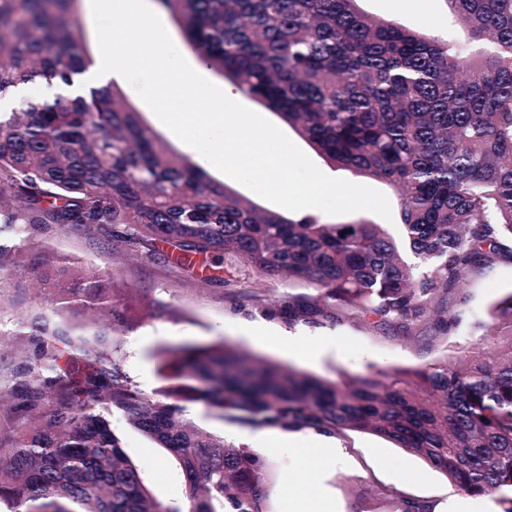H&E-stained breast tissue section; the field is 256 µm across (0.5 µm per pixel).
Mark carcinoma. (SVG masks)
<instances>
[{
	"label": "carcinoma",
	"mask_w": 512,
	"mask_h": 512,
	"mask_svg": "<svg viewBox=\"0 0 512 512\" xmlns=\"http://www.w3.org/2000/svg\"><path fill=\"white\" fill-rule=\"evenodd\" d=\"M74 0H0V270L27 241L46 311L24 316L32 354L0 400L5 512H274L256 454L198 426L185 404L243 425L369 433L512 512V293L477 324L481 352L342 388L224 341L159 353L146 394L105 340L113 278L37 241L82 229L132 259L282 275L311 294L268 314L316 327L347 316L411 338L456 330L471 273L512 257V0H446L472 44L369 16L358 0H159L198 58L278 115L332 166L384 182L398 236L259 209L169 148L114 85L16 98L92 65ZM180 465L186 501L155 495L110 417ZM386 512H435L386 489Z\"/></svg>",
	"instance_id": "carcinoma-1"
}]
</instances>
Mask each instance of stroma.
<instances>
[{
  "mask_svg": "<svg viewBox=\"0 0 512 512\" xmlns=\"http://www.w3.org/2000/svg\"><path fill=\"white\" fill-rule=\"evenodd\" d=\"M359 7L367 14L451 43L464 44L469 40L467 30L449 12L445 0H360ZM129 101L172 149L258 207L271 209V202L202 161L139 97L130 96ZM49 245L55 251L76 255L110 271L121 286L116 309L125 319V329L116 342L128 373L148 394L161 384L156 352L219 338L244 353L266 357L339 384L397 368L421 367L447 356L478 350L476 323L486 320L494 303L512 292V260H494L472 274L465 287L463 321L453 335L433 342L422 337L407 340L400 331L379 335L351 321L310 327L300 323L291 326L280 318L268 319L264 308L283 304L292 290L288 281L279 276L256 278L242 271L231 278L228 286L200 288L178 277L163 259H126L121 252L104 249L82 231L56 236ZM24 277L23 269H13L16 287L0 289V328L5 331V341L14 344L24 341L17 316L41 305L40 296L32 288L20 287ZM292 335L302 339L300 347L294 350L288 347ZM330 336L336 337V345L323 350L322 345ZM316 349L322 352L319 361H307V354ZM112 428L121 438L124 451L143 467L155 494L165 501L183 500L185 481L177 461L132 431L123 419L113 418ZM338 441L351 459L350 467L337 470L330 480L343 512H383L381 492L388 488L436 503L438 512H448V501L452 498L461 504L462 512H497L498 506L491 497L456 492L440 472L385 439L350 431L339 435ZM268 466L273 475L269 496L276 512H307V499L291 490L299 471L294 457L278 454L269 459Z\"/></svg>",
  "mask_w": 512,
  "mask_h": 512,
  "instance_id": "35a3bbf8",
  "label": "stroma"
}]
</instances>
